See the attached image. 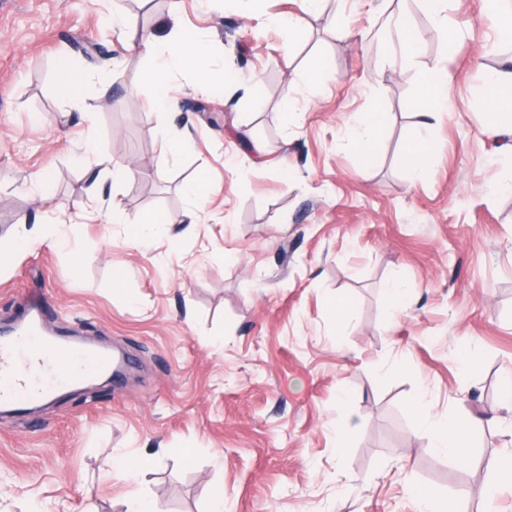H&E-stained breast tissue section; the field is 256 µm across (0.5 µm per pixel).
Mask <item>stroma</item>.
Segmentation results:
<instances>
[{"instance_id": "obj_1", "label": "stroma", "mask_w": 512, "mask_h": 512, "mask_svg": "<svg viewBox=\"0 0 512 512\" xmlns=\"http://www.w3.org/2000/svg\"><path fill=\"white\" fill-rule=\"evenodd\" d=\"M301 0H0V245L44 210L64 217L108 175L96 156L135 161L112 185L120 209L64 222L0 267V325L41 303L45 326L118 351L121 376L0 415V512H126L130 492L168 512H423L463 478L468 512H512V137H489L486 71L512 66L483 0H322L283 50L277 18ZM408 14L420 50L391 53L388 18ZM178 21L205 35L215 69L239 90L203 94L193 73L142 80L154 59L126 34ZM87 74L79 103L55 91L57 62ZM331 76L309 83L314 59ZM448 69V108L422 120L427 74ZM295 100L287 119L285 94ZM166 100L167 111L156 107ZM207 109L193 111L192 103ZM389 115L364 156L355 115ZM187 145L164 154L167 140ZM430 149L411 179L409 145ZM211 193L199 224L180 219L184 183ZM167 238L132 247L143 215ZM401 280L405 307L388 288ZM354 308L335 319L331 300ZM432 406L418 412V392ZM478 421L469 459L438 452L431 420ZM351 424L347 448L338 427ZM144 459L135 478L103 477L116 453Z\"/></svg>"}]
</instances>
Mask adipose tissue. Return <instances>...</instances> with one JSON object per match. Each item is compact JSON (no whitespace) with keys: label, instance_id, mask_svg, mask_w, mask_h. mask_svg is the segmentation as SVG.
<instances>
[{"label":"adipose tissue","instance_id":"ef3b65f1","mask_svg":"<svg viewBox=\"0 0 512 512\" xmlns=\"http://www.w3.org/2000/svg\"><path fill=\"white\" fill-rule=\"evenodd\" d=\"M130 40L133 48L156 58L158 65L149 71L150 79L161 80L172 70H189L197 74L198 87L204 91L218 82L227 87L236 83L233 73L227 71L219 77L210 68L207 41L203 36L182 32L175 26L165 34L134 33ZM472 428L473 423L470 420L442 416L432 420L430 435L435 448L462 460L466 457V448L471 445Z\"/></svg>","mask_w":512,"mask_h":512}]
</instances>
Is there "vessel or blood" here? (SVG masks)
Segmentation results:
<instances>
[{"instance_id": "1", "label": "vessel or blood", "mask_w": 512, "mask_h": 512, "mask_svg": "<svg viewBox=\"0 0 512 512\" xmlns=\"http://www.w3.org/2000/svg\"><path fill=\"white\" fill-rule=\"evenodd\" d=\"M112 367L110 353L49 334L40 307L26 304L23 316L0 330V407L24 411Z\"/></svg>"}]
</instances>
